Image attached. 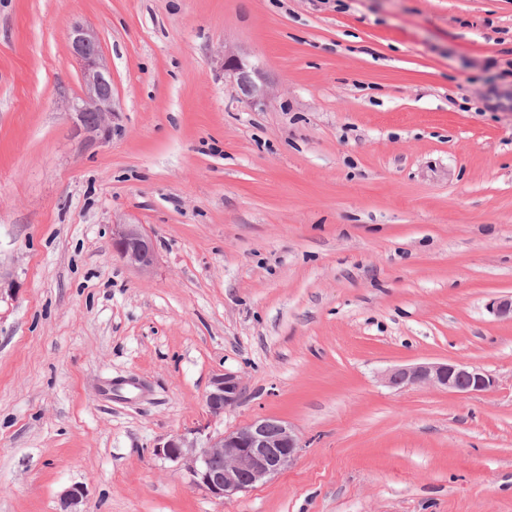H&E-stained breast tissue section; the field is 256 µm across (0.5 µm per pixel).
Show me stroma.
<instances>
[{
    "mask_svg": "<svg viewBox=\"0 0 512 512\" xmlns=\"http://www.w3.org/2000/svg\"><path fill=\"white\" fill-rule=\"evenodd\" d=\"M78 24L112 70L92 146ZM510 295L512 0H0V512H512ZM446 359L496 387L381 381ZM258 417L303 449L233 499L154 453ZM225 70L233 71L237 74V84L243 88L252 102H258L266 95V89L263 84H258L255 77L260 79L258 71L248 69V67L235 55L227 56L224 59ZM114 228L112 244L115 254L131 267L149 269L154 262V247L141 225L117 224ZM245 387L236 373L224 371L212 376L209 389L204 396V405L211 418L223 417L226 411L240 401Z\"/></svg>",
    "mask_w": 512,
    "mask_h": 512,
    "instance_id": "obj_1",
    "label": "stroma"
}]
</instances>
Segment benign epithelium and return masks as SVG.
I'll return each instance as SVG.
<instances>
[{
	"instance_id": "obj_1",
	"label": "benign epithelium",
	"mask_w": 512,
	"mask_h": 512,
	"mask_svg": "<svg viewBox=\"0 0 512 512\" xmlns=\"http://www.w3.org/2000/svg\"><path fill=\"white\" fill-rule=\"evenodd\" d=\"M71 54L80 67L84 94L72 105L73 124L87 145L103 143L112 137V71L106 62L95 32L76 26L70 34ZM224 69L237 74V84L251 101L266 95L257 83L258 71L248 68L235 55L224 59ZM115 254L129 266L149 269L154 262L151 238L139 224H116L112 235ZM384 383L400 390L428 386L455 394H480L496 386L495 377L485 369L458 360L424 361L398 366L383 374ZM245 387L239 375L216 373L204 396L207 414L220 418L240 401ZM158 444L155 455L186 472L191 486L214 499L224 501L251 491L289 469L296 461L301 439L287 422L256 418L214 436L204 429L193 430ZM84 490L79 485L61 497V512H79Z\"/></svg>"
}]
</instances>
